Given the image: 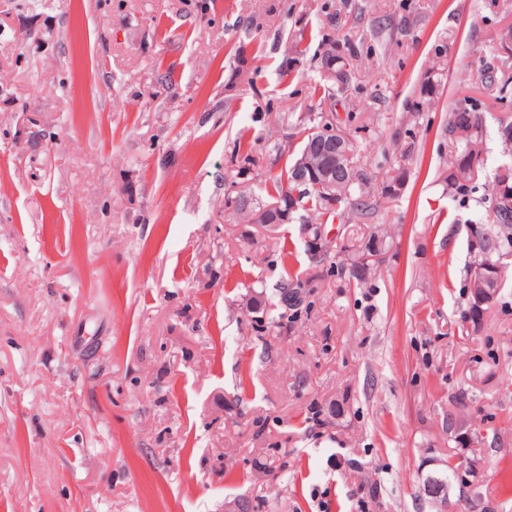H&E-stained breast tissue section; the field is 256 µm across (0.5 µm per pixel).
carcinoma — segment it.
<instances>
[{
    "label": "carcinoma",
    "instance_id": "1",
    "mask_svg": "<svg viewBox=\"0 0 512 512\" xmlns=\"http://www.w3.org/2000/svg\"><path fill=\"white\" fill-rule=\"evenodd\" d=\"M512 40V24L502 28L497 41L488 46L480 60L475 73L468 79L480 84L485 97L495 103H506L509 89L512 88V56H505L499 51V41ZM353 52L346 54L345 62L337 65L343 75L336 78L324 77L341 94L345 93L354 75ZM339 120L336 113L326 116L322 112L308 114L304 119L303 132L318 129ZM448 140V174L445 177L448 196L461 202L466 201L477 190L485 191L489 202V219L491 235L476 251L469 252L470 262L467 269L484 267L497 260L499 250L512 242V120L499 121L498 133L502 147V159L493 173H488L482 153L484 134V115L478 104L462 102L449 112L448 123L444 128ZM343 147L336 149L340 156L342 168L336 171V179H327V184L316 182L300 184L293 180L290 168L293 161L285 163L284 168L272 180L273 195L270 200L288 204L291 208L290 219H302L312 213L325 224H332L341 218L338 209L331 207V199L349 204L351 211L361 218H368L379 210L380 203L371 198L369 185L371 174L364 163L361 146L354 136L344 133ZM477 161L478 175H473L471 162ZM341 234L336 237L337 253L345 256V263L340 266L342 272L354 280L358 286L366 284L372 273L378 268L373 257L384 254L389 249L386 237L375 227L362 233H356L343 226ZM512 285V269L495 271V277L483 281L467 279V288H497L501 291ZM460 464L453 462V455H448L446 471L439 478L442 485L448 487L459 481Z\"/></svg>",
    "mask_w": 512,
    "mask_h": 512
}]
</instances>
